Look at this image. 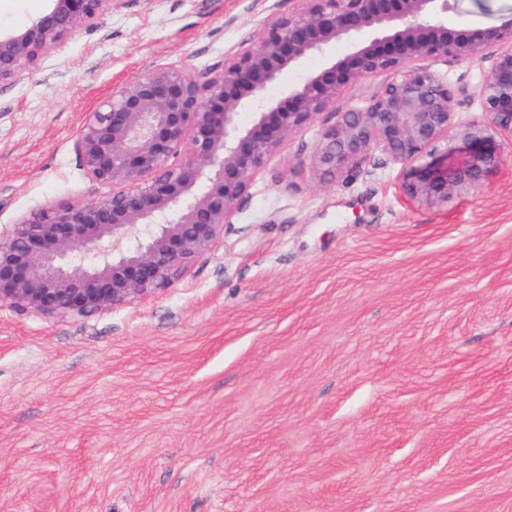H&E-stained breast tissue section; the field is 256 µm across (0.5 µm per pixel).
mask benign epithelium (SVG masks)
Instances as JSON below:
<instances>
[{
	"instance_id": "1",
	"label": "benign epithelium",
	"mask_w": 512,
	"mask_h": 512,
	"mask_svg": "<svg viewBox=\"0 0 512 512\" xmlns=\"http://www.w3.org/2000/svg\"><path fill=\"white\" fill-rule=\"evenodd\" d=\"M47 2L29 25L0 29V85L112 9V0ZM298 2L270 14L255 46L229 55L206 81L159 66L84 113L76 151L87 177L112 194L33 209L1 232V303L21 315L89 318L173 286L233 224L268 156L373 74L392 78L320 134L315 162L325 173L379 153L399 167L409 199L433 206L500 170L512 148V20L462 31L448 27L449 0ZM491 45L481 117L463 120L448 80L421 62L481 61ZM315 57L321 64L306 68ZM300 70L280 100L267 97L283 73ZM246 111L253 120L243 127ZM443 141L446 150L434 153ZM425 154L431 160L417 164Z\"/></svg>"
}]
</instances>
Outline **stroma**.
I'll use <instances>...</instances> for the list:
<instances>
[{
    "mask_svg": "<svg viewBox=\"0 0 512 512\" xmlns=\"http://www.w3.org/2000/svg\"><path fill=\"white\" fill-rule=\"evenodd\" d=\"M297 0H114L102 24L0 86V228L96 202L84 112L162 65L199 79ZM512 0H453L458 29ZM462 118L489 61L428 60ZM337 96L268 157L185 278L90 318L0 303V512H512V159L427 207L398 171L326 177Z\"/></svg>",
    "mask_w": 512,
    "mask_h": 512,
    "instance_id": "1",
    "label": "stroma"
}]
</instances>
